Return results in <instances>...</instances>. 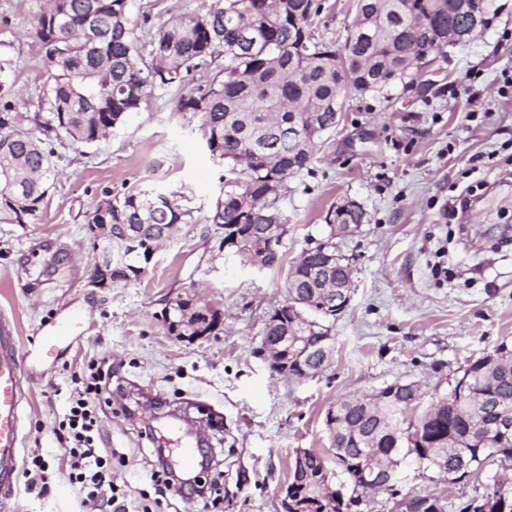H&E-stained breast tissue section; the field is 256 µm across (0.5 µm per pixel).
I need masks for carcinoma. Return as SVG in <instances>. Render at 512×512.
<instances>
[{
	"instance_id": "1",
	"label": "carcinoma",
	"mask_w": 512,
	"mask_h": 512,
	"mask_svg": "<svg viewBox=\"0 0 512 512\" xmlns=\"http://www.w3.org/2000/svg\"><path fill=\"white\" fill-rule=\"evenodd\" d=\"M354 27L341 46L319 42L311 29L318 0H212L203 10L161 25L135 0H48L32 23V46L43 62L48 92L36 125L90 146L121 127L153 98L214 76L205 88L180 97L177 110L200 116L213 161L227 167L224 197L208 220L238 235L245 254L258 256L275 228L288 232L277 206L288 178L309 168L318 140L336 126L351 94H381L396 81L413 84L420 61L448 46V28L463 29L471 14L484 25L502 6L496 0H355ZM0 80V223L30 224L50 189L53 150L32 132L14 129ZM112 239L99 253L112 255V284L137 281L151 247L188 223L190 211L155 190L105 193ZM364 211L349 201L325 218L329 237L338 224H361ZM351 270L341 255L328 262L318 248L303 250L290 266L286 297L274 308L280 328L307 337L306 366L320 363L326 325L349 304ZM312 299L310 306L296 298ZM377 398L345 396L340 416L326 421L336 469L312 449L297 451L295 468L307 487L308 512H343L345 500L400 496L407 459L450 482L469 481L497 460L498 472L462 512H512V349L500 344L469 362L441 403L418 415L423 398L393 392ZM336 486L318 485L324 478Z\"/></svg>"
}]
</instances>
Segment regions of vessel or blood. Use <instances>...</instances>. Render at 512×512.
I'll return each instance as SVG.
<instances>
[{
	"mask_svg": "<svg viewBox=\"0 0 512 512\" xmlns=\"http://www.w3.org/2000/svg\"><path fill=\"white\" fill-rule=\"evenodd\" d=\"M83 312L65 311L44 321L30 349L20 351L16 328L0 319V492L16 484L22 448L23 378H35L41 368L55 363L79 339Z\"/></svg>",
	"mask_w": 512,
	"mask_h": 512,
	"instance_id": "b4317fda",
	"label": "vessel or blood"
}]
</instances>
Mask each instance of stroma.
Returning <instances> with one entry per match:
<instances>
[{"label":"stroma","instance_id":"1","mask_svg":"<svg viewBox=\"0 0 512 512\" xmlns=\"http://www.w3.org/2000/svg\"><path fill=\"white\" fill-rule=\"evenodd\" d=\"M316 38L343 43L354 0H320ZM469 42L444 49L412 87L350 98L309 170L291 177L278 206L288 219L274 269L242 265L221 247L208 220L224 167L205 148L201 119L180 112L179 90L152 100L106 139L76 147L55 139L56 177L37 219L0 224V315L31 344L43 319L83 309V337L26 383L21 461L48 464L45 496L18 480L0 512H84L70 483L57 430L69 412L73 374L89 361L112 364L102 444L112 448V503L96 512H283L282 489L297 449L332 455L326 412L347 395L418 381L447 389L469 361L512 348V0ZM46 0H0V54L14 61L6 82L18 129H35L46 89L29 38ZM477 92L470 101L469 92ZM158 189L192 220L153 256L140 280L93 295L87 228L105 191ZM365 213L351 233L329 238L325 216L344 201ZM333 243L353 270L345 311L330 320V367L306 381L273 372L261 353L269 313L283 302L287 271L302 250ZM195 296L224 323L190 340L171 334L166 299ZM222 413L221 427L209 410ZM208 439L203 481L217 483L219 507L172 492L157 498L158 448L174 451L187 431ZM402 493L440 497L459 512L483 493L487 473L451 484L409 465Z\"/></svg>","mask_w":512,"mask_h":512}]
</instances>
